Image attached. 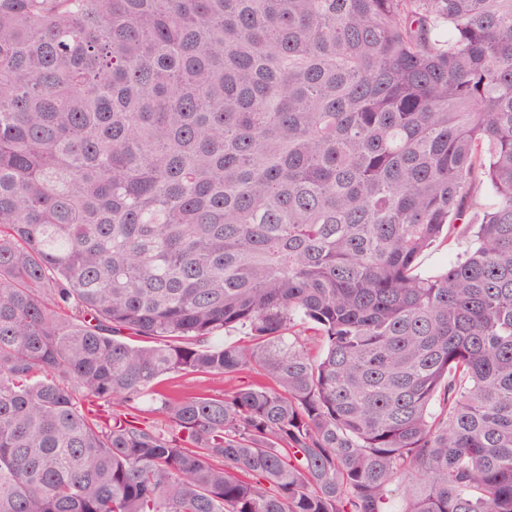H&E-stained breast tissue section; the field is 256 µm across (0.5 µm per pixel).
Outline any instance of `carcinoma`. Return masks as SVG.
Instances as JSON below:
<instances>
[{
  "instance_id": "carcinoma-1",
  "label": "carcinoma",
  "mask_w": 512,
  "mask_h": 512,
  "mask_svg": "<svg viewBox=\"0 0 512 512\" xmlns=\"http://www.w3.org/2000/svg\"><path fill=\"white\" fill-rule=\"evenodd\" d=\"M395 485L512 512V0H0V512ZM472 246L470 239L452 240L439 239L431 248L424 251L417 260V272L422 275H433L463 254ZM168 385L183 394L198 393L209 389H224V378L202 375H171Z\"/></svg>"
}]
</instances>
